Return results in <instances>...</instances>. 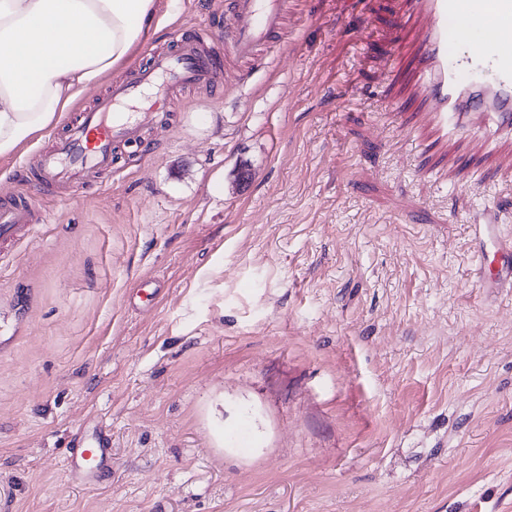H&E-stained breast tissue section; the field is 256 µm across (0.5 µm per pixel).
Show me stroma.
Wrapping results in <instances>:
<instances>
[{"label":"stroma","mask_w":512,"mask_h":512,"mask_svg":"<svg viewBox=\"0 0 512 512\" xmlns=\"http://www.w3.org/2000/svg\"><path fill=\"white\" fill-rule=\"evenodd\" d=\"M229 3L158 0L150 46ZM394 10L292 0L112 174L37 185L62 125L0 157L42 219L0 244V512H512V291L470 230L512 234V141L396 112ZM95 425L112 473L80 484Z\"/></svg>","instance_id":"obj_1"}]
</instances>
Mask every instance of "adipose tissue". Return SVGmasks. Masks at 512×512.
Listing matches in <instances>:
<instances>
[{"label": "adipose tissue", "instance_id": "adipose-tissue-1", "mask_svg": "<svg viewBox=\"0 0 512 512\" xmlns=\"http://www.w3.org/2000/svg\"><path fill=\"white\" fill-rule=\"evenodd\" d=\"M155 15L156 0H0V156L130 61Z\"/></svg>", "mask_w": 512, "mask_h": 512}]
</instances>
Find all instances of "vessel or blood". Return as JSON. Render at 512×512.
<instances>
[{
	"instance_id": "vessel-or-blood-1",
	"label": "vessel or blood",
	"mask_w": 512,
	"mask_h": 512,
	"mask_svg": "<svg viewBox=\"0 0 512 512\" xmlns=\"http://www.w3.org/2000/svg\"><path fill=\"white\" fill-rule=\"evenodd\" d=\"M287 10L288 0H232L233 23L223 40L207 27L176 31L170 47L150 51L145 65L113 82L94 110L72 120L55 146L40 154L42 182L77 183L92 172H111L118 146L139 141L152 113L168 111L184 89L209 85L225 52L254 59ZM452 24L472 33L468 46L450 42ZM393 29L415 36L414 64L401 81L409 89L407 104L425 115L439 140L483 142L512 134V0H400ZM148 92L149 110L132 111ZM35 221V207L0 206V240ZM486 229L492 249L478 255L476 275L482 283L512 287V236L492 223ZM111 463L109 442L95 432L71 450V476L82 483L93 482Z\"/></svg>"
}]
</instances>
